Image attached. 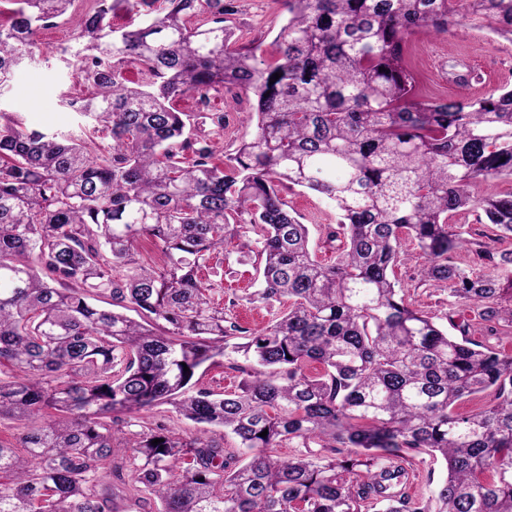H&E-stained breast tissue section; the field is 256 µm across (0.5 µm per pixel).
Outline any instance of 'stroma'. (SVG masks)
I'll list each match as a JSON object with an SVG mask.
<instances>
[{"instance_id": "stroma-1", "label": "stroma", "mask_w": 512, "mask_h": 512, "mask_svg": "<svg viewBox=\"0 0 512 512\" xmlns=\"http://www.w3.org/2000/svg\"><path fill=\"white\" fill-rule=\"evenodd\" d=\"M91 6L90 0H75L72 13L57 20L37 34L43 53L25 61L8 86L0 89V110L10 113L25 126L41 131L81 134V119L59 105L60 95L84 97L86 88L76 71L80 65L73 51V18ZM285 18L280 6L271 0H242V11L231 22L238 44L252 41L271 45ZM412 66L427 94L434 98L456 97L465 93L483 96L503 82H512V42L494 35L487 22L475 18L463 19L451 34L433 36L415 34L408 42ZM459 63L478 69L481 81L459 87L451 73V64ZM288 203L301 215L310 230L311 243L317 244L322 227L336 221L334 208L308 191L296 190L288 195ZM320 261L333 259L331 252L319 248ZM422 259L411 258L396 271L419 309L438 316L448 311V294L438 288L418 285L416 277ZM258 265L253 254L237 247L218 251L203 270L205 280L221 284L229 304L225 311L242 324L259 328L267 324L275 310L261 303H249V294L260 286Z\"/></svg>"}]
</instances>
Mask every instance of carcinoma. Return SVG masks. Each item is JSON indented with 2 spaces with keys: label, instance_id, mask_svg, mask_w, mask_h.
<instances>
[{
  "label": "carcinoma",
  "instance_id": "carcinoma-1",
  "mask_svg": "<svg viewBox=\"0 0 512 512\" xmlns=\"http://www.w3.org/2000/svg\"><path fill=\"white\" fill-rule=\"evenodd\" d=\"M73 2L17 0L0 23V86ZM165 2L155 14L152 0H93L76 21L87 94L63 104L109 134L104 152L0 113V368L17 372L0 379V418L25 449L0 442V512H118L143 493L158 512H512V354L464 325L449 336L394 274L409 241L420 283L512 334V250L483 242L512 239V191L487 189L512 182V85L430 98L406 59L413 34H448L466 15L512 41V0H279L288 18L270 55L232 41L239 0ZM118 10L142 20L117 29ZM129 66L142 84L124 83ZM224 87L253 100L255 122L225 156L224 113L210 109ZM186 94L192 115L173 106ZM296 188L336 209L331 264L288 205ZM464 210L482 228L455 223ZM250 234L254 300L283 306L254 330L201 277ZM142 238L161 266L142 261ZM465 246L480 271L458 262ZM223 362L244 378L217 394L196 375ZM158 402L198 433L141 426L127 483L110 419ZM287 442L300 451L282 460ZM422 454L446 471L434 508L406 492Z\"/></svg>",
  "mask_w": 512,
  "mask_h": 512
}]
</instances>
